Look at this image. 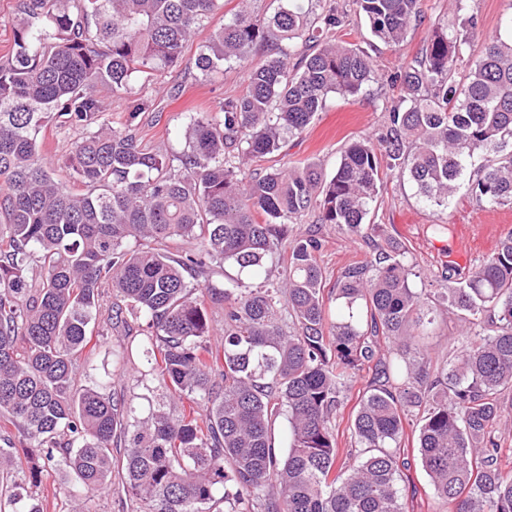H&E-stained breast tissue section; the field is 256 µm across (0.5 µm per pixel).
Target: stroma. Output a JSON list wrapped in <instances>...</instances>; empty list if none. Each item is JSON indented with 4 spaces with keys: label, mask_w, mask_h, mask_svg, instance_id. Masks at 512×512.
<instances>
[{
    "label": "stroma",
    "mask_w": 512,
    "mask_h": 512,
    "mask_svg": "<svg viewBox=\"0 0 512 512\" xmlns=\"http://www.w3.org/2000/svg\"><path fill=\"white\" fill-rule=\"evenodd\" d=\"M327 2L347 17L348 24L337 30V37L367 50L375 66L374 79L356 96L332 98L326 110L318 113L307 130L286 149L289 165L315 163L328 175L334 174L343 151L353 141L375 135L384 124L391 101L399 93L392 82L403 62L421 52L436 17L449 7H459L461 16L475 18V31L485 40L499 33L506 9L505 0H422V22L409 30L400 45L391 46L375 39L364 19L351 13V0ZM213 29V24H203L185 45L177 66L159 73L150 85L135 84L133 93L146 101L145 111L133 114L127 112L122 101H108L106 118L112 128L134 129L142 145L163 148L171 156L180 155L185 148L183 129L189 115L210 110L245 88V76L238 67L228 66L223 72L206 77L198 70L196 59ZM439 217L448 224V232L441 238L430 229ZM372 220L378 224L381 237L404 246L416 270L430 278L447 268L467 273L495 252L501 237L512 231V210L479 208L465 180L440 215L418 202L409 183L388 180ZM298 229L312 230L323 237L320 262L328 284H335L349 263L372 255L371 248L360 237L318 223L316 214L304 217ZM401 455L411 464L405 512H448L447 503L434 494L420 468L413 439L403 442Z\"/></svg>",
    "instance_id": "obj_1"
}]
</instances>
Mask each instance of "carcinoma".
I'll use <instances>...</instances> for the list:
<instances>
[{"label":"carcinoma","instance_id":"obj_1","mask_svg":"<svg viewBox=\"0 0 512 512\" xmlns=\"http://www.w3.org/2000/svg\"><path fill=\"white\" fill-rule=\"evenodd\" d=\"M305 0L270 14L242 9L214 28L196 66L236 64L246 90L184 128L170 158L102 118V90L131 100V82L175 65L224 0H18L13 45L0 56V512H44L42 473L70 475L73 512H97L112 473L135 512H404L398 450L417 437L420 466L452 512H512V468L499 429L512 418V233L467 274L413 286L407 251L344 269L331 290L323 240L295 232L312 210L366 240L389 176L419 202L448 206L471 158L484 209H512V0L508 37L484 42L459 72L472 17L433 24L396 80L403 95L374 138L353 142L331 177L286 164L248 177L226 150L255 162L280 154L336 96L375 75L368 54L338 43L345 16L310 19ZM371 34L403 41L420 0H353ZM306 50L295 63V47ZM264 62L253 64L257 48ZM81 127L68 155H43L51 123ZM67 179L58 178V171ZM194 247L179 249V242ZM283 264L278 278L262 275ZM227 266L224 287L197 277ZM224 306V344L211 346V306ZM460 346L431 367L417 337L442 311ZM125 332L116 370L90 383L78 359L104 325ZM395 346L352 412L357 464L341 463L340 394L373 356ZM130 373L160 400L140 416L112 391ZM189 400L203 413L185 412ZM288 422V450L274 425ZM29 448L27 468L17 448Z\"/></svg>","mask_w":512,"mask_h":512}]
</instances>
